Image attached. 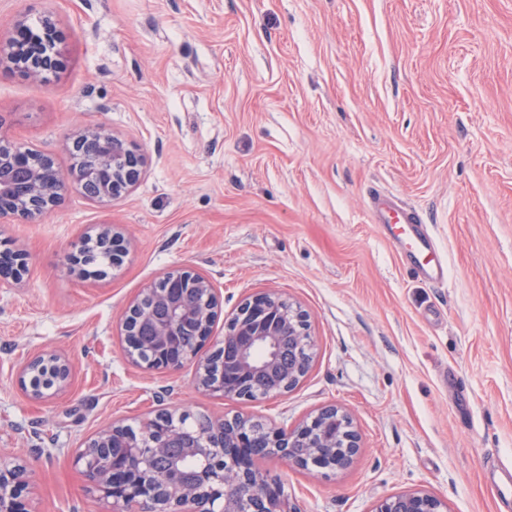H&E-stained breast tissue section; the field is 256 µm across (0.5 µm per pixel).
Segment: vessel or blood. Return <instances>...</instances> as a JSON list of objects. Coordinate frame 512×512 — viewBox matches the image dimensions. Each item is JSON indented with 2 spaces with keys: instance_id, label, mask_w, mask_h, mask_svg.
<instances>
[{
  "instance_id": "obj_1",
  "label": "vessel or blood",
  "mask_w": 512,
  "mask_h": 512,
  "mask_svg": "<svg viewBox=\"0 0 512 512\" xmlns=\"http://www.w3.org/2000/svg\"><path fill=\"white\" fill-rule=\"evenodd\" d=\"M369 206L373 222L387 225L402 252L414 257L413 275L433 287L447 285V261L428 232L424 215L377 190L371 192Z\"/></svg>"
}]
</instances>
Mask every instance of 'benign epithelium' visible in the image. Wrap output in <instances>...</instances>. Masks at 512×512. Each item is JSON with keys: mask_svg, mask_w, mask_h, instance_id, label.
<instances>
[{"mask_svg": "<svg viewBox=\"0 0 512 512\" xmlns=\"http://www.w3.org/2000/svg\"><path fill=\"white\" fill-rule=\"evenodd\" d=\"M41 31H27L19 21L15 36L0 42V63L22 75L42 79L59 69L66 56L65 40L52 16L40 15ZM85 159L75 177L88 199L103 202L137 185L145 156L124 139L101 130L75 135L69 145ZM35 151L10 143L0 134V219H34L57 205L66 176L45 156L33 163ZM95 239L112 250V264L126 254L124 239L109 224ZM27 271L26 254L0 252V285L17 284ZM134 299L121 320L125 359L148 370L177 371L196 366L198 387L224 398L253 401L281 396L295 388L314 362L308 316L300 306L274 291L245 298L227 320L224 336L211 340L218 317L217 289L205 276L172 269ZM192 332L189 344L182 339ZM224 370L214 371V359ZM73 364L55 352L27 358L18 378L27 395L46 400L65 391ZM185 414L166 412L139 428L114 424L94 435L78 450L77 462L92 487L112 503L135 505L138 512H293L280 479L255 466L262 454L300 468L314 466L335 472L346 469L360 448V436L337 406L319 409L293 428L268 426L261 441L251 437L244 417L210 420L205 430L188 433ZM201 461L196 469L182 466V457ZM32 472L22 459L0 458V512H32L23 496ZM373 512H448L441 498L423 491L381 500Z\"/></svg>", "mask_w": 512, "mask_h": 512, "instance_id": "benign-epithelium-1", "label": "benign epithelium"}]
</instances>
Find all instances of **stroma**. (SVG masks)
<instances>
[{
  "label": "stroma",
  "mask_w": 512,
  "mask_h": 512,
  "mask_svg": "<svg viewBox=\"0 0 512 512\" xmlns=\"http://www.w3.org/2000/svg\"><path fill=\"white\" fill-rule=\"evenodd\" d=\"M49 11L67 63L49 80L0 64V130L78 165L84 128L136 145L138 184L101 205L72 181L47 214L0 223L27 254L0 287V454L32 469L33 512H122L75 455L98 431L166 410L290 427L335 405L361 448L345 470L262 460L296 512H373L425 491L448 512H512V0H0V40ZM423 213L448 285L410 276L374 224L372 190ZM121 265L78 277L68 257L102 224ZM218 290L214 336L249 295L309 315L312 370L288 394L227 400L194 369L122 356L125 308L164 272ZM56 351L68 389L17 381ZM95 239L105 248L112 249V265L118 264L123 260L126 254L124 239L120 232L116 231L112 225H102ZM47 374L43 377V366ZM36 369H38L36 372ZM73 364L69 358L55 352H43L28 357L18 369V378L27 395L35 400H46L65 391L71 382ZM44 380L39 383L37 379Z\"/></svg>",
  "instance_id": "stroma-1"
}]
</instances>
